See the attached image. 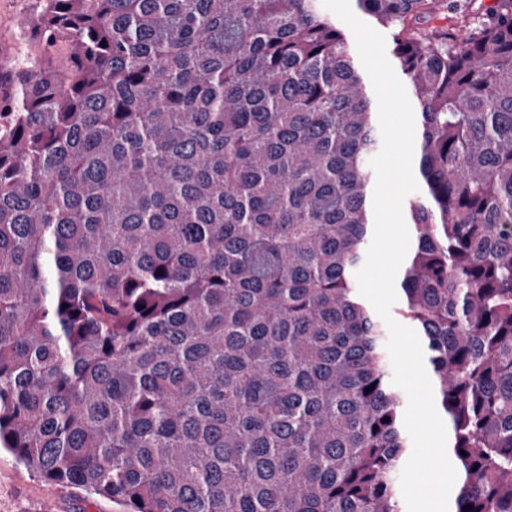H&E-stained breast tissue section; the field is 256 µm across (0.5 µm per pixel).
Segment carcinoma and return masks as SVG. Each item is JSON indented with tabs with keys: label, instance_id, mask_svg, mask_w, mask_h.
Masks as SVG:
<instances>
[{
	"label": "carcinoma",
	"instance_id": "obj_1",
	"mask_svg": "<svg viewBox=\"0 0 512 512\" xmlns=\"http://www.w3.org/2000/svg\"><path fill=\"white\" fill-rule=\"evenodd\" d=\"M427 196L399 315L455 512H512V0H356ZM0 64V450L122 512H402L359 294L378 107L317 0H30ZM373 390L366 391V388ZM471 508H465V505Z\"/></svg>",
	"mask_w": 512,
	"mask_h": 512
}]
</instances>
